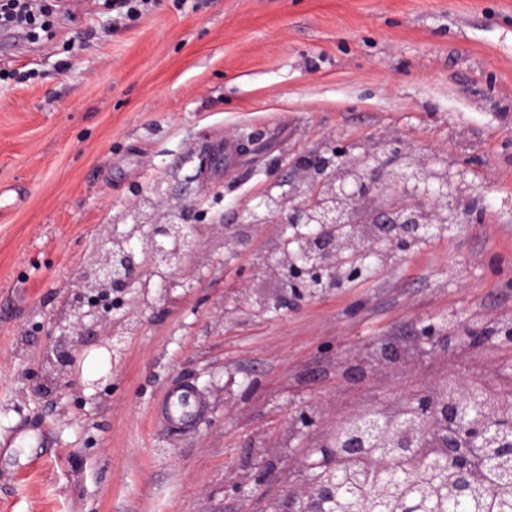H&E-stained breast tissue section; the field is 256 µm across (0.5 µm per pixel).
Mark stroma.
Returning <instances> with one entry per match:
<instances>
[{
    "label": "stroma",
    "instance_id": "obj_1",
    "mask_svg": "<svg viewBox=\"0 0 512 512\" xmlns=\"http://www.w3.org/2000/svg\"><path fill=\"white\" fill-rule=\"evenodd\" d=\"M53 3L50 38L0 30V512H240L226 485L259 494L247 460L266 453L295 479L314 445L288 408L328 420L512 372L494 343L417 347L382 385L366 362L430 321L512 320V0H151L118 23L109 0ZM247 137L250 154L200 176L202 154ZM397 137L478 203L465 231L282 316L225 324L226 292L282 227L231 254L217 220L308 151ZM157 183L205 213L201 250L172 296L100 302L71 362L79 272ZM130 315L140 330L109 358L101 342ZM185 380L210 388L186 434L155 412Z\"/></svg>",
    "mask_w": 512,
    "mask_h": 512
}]
</instances>
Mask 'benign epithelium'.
<instances>
[{"mask_svg":"<svg viewBox=\"0 0 512 512\" xmlns=\"http://www.w3.org/2000/svg\"><path fill=\"white\" fill-rule=\"evenodd\" d=\"M290 168L293 176L280 184V192H267L252 206L237 210L235 223L224 225V244L245 248V226L281 224L284 240L272 261L249 268L251 280L274 279L278 293L270 297L264 288L254 289L252 306L260 314L290 309L303 299L316 298L327 291L357 280L365 258L382 245L391 253H406L430 235L439 224L463 223L455 210L461 204L459 188L445 173L430 168L427 158L398 141H386L378 151L367 149L359 155L333 145L323 151L302 155ZM195 205L177 208L149 219L135 208L126 214L132 230L141 234L145 262L126 247L128 236L109 235L102 253L81 270L82 287H93L72 309L74 347L80 346V327L85 324L99 295L118 296L140 279L144 265L166 272L161 292L167 294L201 247L199 225L193 220ZM419 339L434 344L450 340L448 333L433 325L418 331ZM385 366L401 362L399 345H376ZM409 409L404 414L387 413L386 404L368 415L367 425L383 427L381 447L416 450L423 435L421 426L442 442L448 456L460 455L462 448H486L501 433L512 434V415L486 419L482 385L451 381V392L439 400L431 392H405ZM355 410L336 419L324 438L343 457L353 459L367 447L366 435L345 431L358 418ZM285 420L298 433L316 426L315 415L304 408L288 410ZM279 492L261 512H327L336 499V469L330 466L300 484H289L281 474Z\"/></svg>","mask_w":512,"mask_h":512,"instance_id":"1","label":"benign epithelium"}]
</instances>
